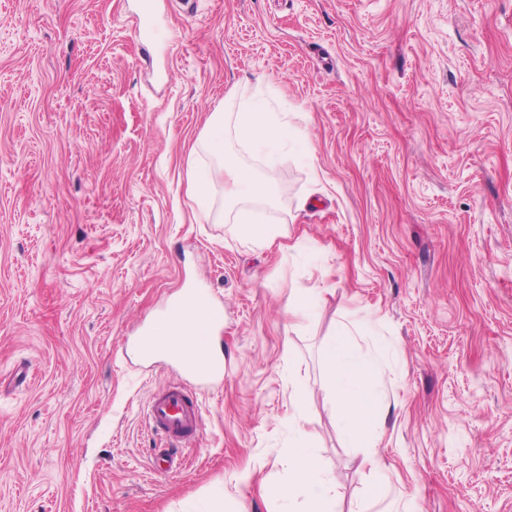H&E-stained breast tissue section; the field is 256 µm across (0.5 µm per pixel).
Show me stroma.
Returning a JSON list of instances; mask_svg holds the SVG:
<instances>
[{
    "label": "stroma",
    "mask_w": 512,
    "mask_h": 512,
    "mask_svg": "<svg viewBox=\"0 0 512 512\" xmlns=\"http://www.w3.org/2000/svg\"><path fill=\"white\" fill-rule=\"evenodd\" d=\"M195 2L0 0V512H278L292 380L341 512H512V0ZM241 96L303 132L269 246L189 191ZM186 287L224 380L157 475L174 375L124 350ZM344 326L390 346L380 476L327 392Z\"/></svg>",
    "instance_id": "stroma-1"
}]
</instances>
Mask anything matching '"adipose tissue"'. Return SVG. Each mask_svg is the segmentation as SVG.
<instances>
[{
	"label": "adipose tissue",
	"instance_id": "1",
	"mask_svg": "<svg viewBox=\"0 0 512 512\" xmlns=\"http://www.w3.org/2000/svg\"><path fill=\"white\" fill-rule=\"evenodd\" d=\"M299 128L287 121L264 115L253 105L240 104L230 116L214 113L202 135L206 151L215 159L216 174L225 176L229 198L240 200L235 234L244 241L272 244L279 235L278 226L264 223L259 205L272 200L273 173L257 176L243 163L228 162L224 151L228 137L259 147L286 136H299ZM208 314L195 307L173 322L157 324V335L170 339L194 352L211 349ZM326 371L328 389L337 403V421L349 439L360 442L367 452L363 465L380 469L384 460L378 448L381 435L372 428L375 415L388 406L387 397L376 390L374 378L378 363L373 355L359 354L349 333L340 332L327 339L320 350ZM293 444L289 450V478L277 493L284 512H294L295 503H302L301 512H338L336 479L332 468L320 456L313 438L301 427L298 418H290Z\"/></svg>",
	"mask_w": 512,
	"mask_h": 512
}]
</instances>
